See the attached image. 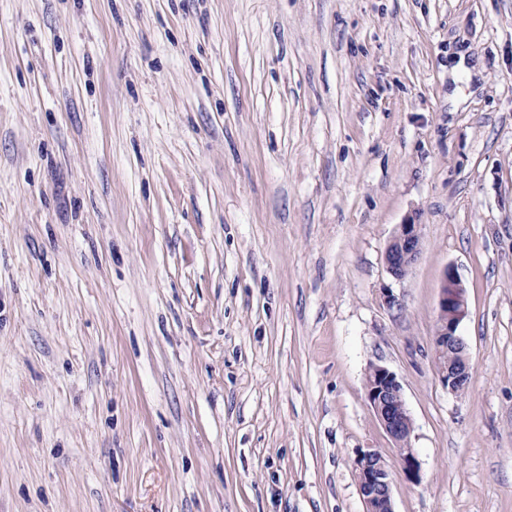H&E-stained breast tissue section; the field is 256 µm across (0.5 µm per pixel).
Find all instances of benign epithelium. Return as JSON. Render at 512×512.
Returning <instances> with one entry per match:
<instances>
[{"label":"benign epithelium","instance_id":"benign-epithelium-1","mask_svg":"<svg viewBox=\"0 0 512 512\" xmlns=\"http://www.w3.org/2000/svg\"><path fill=\"white\" fill-rule=\"evenodd\" d=\"M422 250V225L413 222L397 225L386 251L389 273L401 280L407 276ZM468 311L466 290L453 268L445 271L436 322L434 364L442 384L449 392H464L471 381L467 343L458 329ZM369 406L393 441L399 453L401 471L413 482L420 481V467L410 438L413 420L406 407L403 388L388 368L373 364L366 379ZM360 494L366 512H395L392 499L393 477L377 451H366L355 459Z\"/></svg>","mask_w":512,"mask_h":512}]
</instances>
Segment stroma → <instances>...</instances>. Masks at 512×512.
Masks as SVG:
<instances>
[{"label":"stroma","instance_id":"35a3bbf8","mask_svg":"<svg viewBox=\"0 0 512 512\" xmlns=\"http://www.w3.org/2000/svg\"><path fill=\"white\" fill-rule=\"evenodd\" d=\"M367 449L512 512V0H0V512H365ZM421 250V224H399L385 251L387 270L396 279L405 278L418 260ZM468 311L466 290L453 268L444 274L439 298L434 339V364L448 392L463 393L471 381L470 356L467 343L458 329ZM458 359L448 362V353ZM366 376L369 406L396 446L402 473L417 483L421 479L420 467L410 446L413 420L406 407L402 385L393 372L381 365H371Z\"/></svg>","mask_w":512,"mask_h":512}]
</instances>
